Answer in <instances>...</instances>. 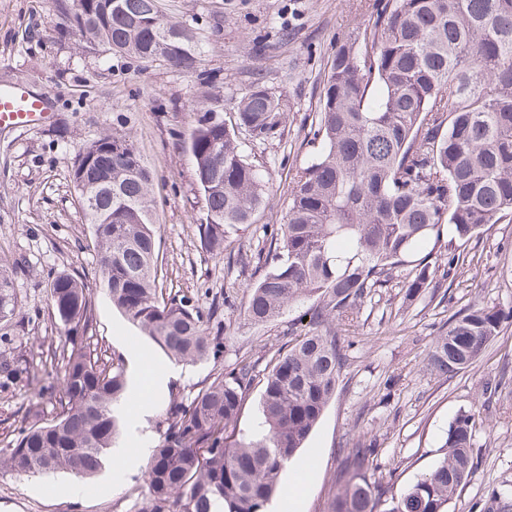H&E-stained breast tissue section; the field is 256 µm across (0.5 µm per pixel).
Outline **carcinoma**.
<instances>
[{
    "label": "carcinoma",
    "mask_w": 512,
    "mask_h": 512,
    "mask_svg": "<svg viewBox=\"0 0 512 512\" xmlns=\"http://www.w3.org/2000/svg\"><path fill=\"white\" fill-rule=\"evenodd\" d=\"M62 24L83 42L113 54L199 71L193 29L165 16L161 0H56ZM373 22L336 42L319 93L312 140L317 156L291 174L281 224L264 266L246 284L245 318L270 323L314 300L273 354L202 383L190 401L174 402L149 458L148 512H265L280 475L336 396L346 353L340 332L358 327L360 305L443 224L468 242L485 227L512 221V0H377ZM189 113L184 148L205 203L198 225L204 248L224 254L231 234L257 223L270 205L264 177L238 134L265 141L285 121L278 98L255 85L235 106L234 122L204 109ZM153 169L130 135L104 133L85 143L70 173L78 208L93 229L99 286L112 307L172 360L215 359L223 337L207 334L218 307L163 292L153 214ZM461 254L444 245L407 282L417 297L456 272ZM50 305L66 330L60 354L62 395L52 418L30 405L12 447L0 450V472L83 479L103 468L120 423L113 404L131 393L124 364L103 362L84 337L93 315L88 286L60 273ZM13 282L0 268V321L16 316ZM512 322V306L461 308L448 317L426 359L439 376L473 365ZM23 371L0 360V386ZM262 385L258 429L239 417L254 382ZM472 414L448 428L441 461L381 509L386 489L364 471L368 448L346 449L327 512H449L478 467ZM469 512H512L495 489Z\"/></svg>",
    "instance_id": "obj_1"
}]
</instances>
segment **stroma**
Listing matches in <instances>:
<instances>
[{"instance_id": "obj_1", "label": "stroma", "mask_w": 512, "mask_h": 512, "mask_svg": "<svg viewBox=\"0 0 512 512\" xmlns=\"http://www.w3.org/2000/svg\"><path fill=\"white\" fill-rule=\"evenodd\" d=\"M374 0H164L168 15L191 25L204 54L201 70L185 74L158 63L81 48L78 32L60 25L55 0H0V85H19L48 99L53 125L14 129L0 125V261L13 281L20 311L0 324V354L27 367V381L0 388V448L33 401L52 418L62 390L56 359L65 345L53 316V276L67 271L89 286L93 326L86 337L102 359L126 357L128 347L165 361V353L127 323L100 288L91 230L83 224L70 182L75 157L101 132L130 134L153 181L157 237L167 292L194 296L201 306L230 298L222 316L233 330L218 359L187 363L149 420V445L171 402L187 401L208 376L276 350L292 315L266 325L243 319L247 277L239 256L256 260L267 248L263 227L280 223L289 174L313 159L307 133L337 38L351 34L373 11ZM282 103L286 121L265 142L244 138L250 159L265 170L271 205L248 231L231 237L225 255L202 248L197 226L204 216L193 165L181 142L195 95L218 97L225 118L253 83ZM450 225L427 238L393 272L385 287L360 307L356 330L345 333L347 360L339 389L321 421L283 470L296 486L298 512H324L339 467V448L369 445L367 476L398 494L441 457L448 426L475 414L479 466L461 490L455 512H467L486 491L512 494V325L480 359L453 377L426 367V357L448 317L467 305L512 306V223H499L460 248L463 259L444 298H407L405 284L419 262L435 257ZM119 463L106 459L91 481L68 472L27 478L0 472V512H145L143 471L114 481Z\"/></svg>"}]
</instances>
